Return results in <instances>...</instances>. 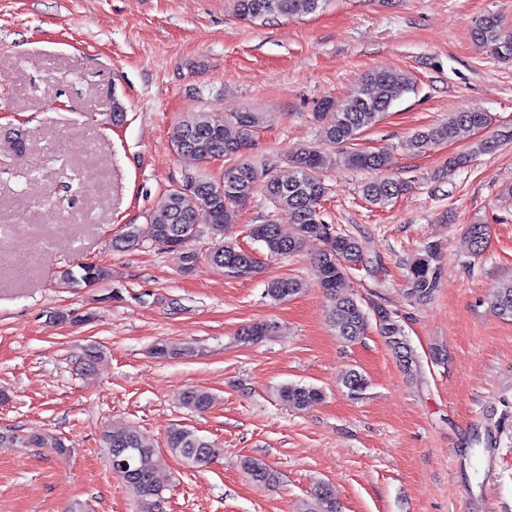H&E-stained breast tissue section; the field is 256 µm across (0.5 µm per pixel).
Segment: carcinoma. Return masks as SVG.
I'll use <instances>...</instances> for the list:
<instances>
[{
	"label": "carcinoma",
	"mask_w": 512,
	"mask_h": 512,
	"mask_svg": "<svg viewBox=\"0 0 512 512\" xmlns=\"http://www.w3.org/2000/svg\"><path fill=\"white\" fill-rule=\"evenodd\" d=\"M327 0H233L234 16L245 22L270 21L280 16H303L317 13ZM473 39L482 48L502 58H512V30L505 29L501 18L487 13L474 23ZM413 88L406 73L373 71L367 74L354 95L336 110L334 122L322 133L325 146L300 147L286 155L291 174L281 179L273 174L277 162L259 163L241 159L251 145L255 130L264 122L260 112H238L224 117L206 112L192 114L182 121L173 135L174 150L200 162L224 158V175L219 179L205 174L186 177L183 188H173L162 204L150 215L146 224H127L112 239V248L125 250L149 241L155 245L169 246L173 238L185 236L186 242L201 233L200 225L207 226L211 246L206 252L183 250V269L190 273L207 261L224 269L229 277L243 278L256 273L258 259L235 242L224 239V227L235 223L240 209L247 205L257 190H262L269 208L264 223L254 225L255 241L265 245L272 257H286L300 252L306 241L317 239L324 248L314 260V275L325 290L329 300L328 318L342 339L352 342L364 335L369 325V313L361 302L339 291L342 281L359 266L370 263L367 247L357 236L339 232L335 225L323 219L321 202L327 194L322 178L325 171L337 164L334 146H343L357 140L366 129L377 124L395 102ZM484 112L460 111L448 115L447 120L418 131L414 146L421 150L435 145L459 141L487 126ZM512 139V131L498 133L480 140L477 150L491 153L504 140ZM346 165L359 170L382 172L389 165L384 151H351L345 154ZM408 185L402 180L379 177L364 185L367 201L383 207L404 194ZM278 210H288L296 221L292 236L282 235L273 216ZM472 252L480 254L485 247L487 226L471 224L466 228ZM440 247L426 244L408 266L405 287L411 301L417 305L428 304L436 295L442 277ZM110 277V270L98 264L83 263L78 270L69 271L63 281L74 288L96 286ZM302 284L294 279H277L267 285L266 295L273 301L283 302L299 293ZM492 308L502 317L512 318V280L497 288L491 298ZM373 313L384 312L390 318L376 323L378 334L396 355L403 371L417 375L420 364L406 338L404 328L396 313L381 302H374ZM275 331V324L268 321L254 322L242 328L239 336L245 343L265 339ZM341 383L352 398L367 390L369 382L356 369L346 371ZM281 400L293 407H305L318 402L322 392L314 387L288 383L278 389ZM214 403L213 395L203 389H189L184 394V404L195 410L205 411ZM26 445L35 448L66 450L65 445L53 434L36 430L24 434L0 430V446ZM107 451L121 448L127 452L132 476L125 480L129 491L141 505V512H162L164 489L155 474L160 457L153 441L135 428L112 429L103 435ZM170 452L192 465H206L215 457V450L205 437L188 429H174L168 433ZM242 469L259 484L276 481L273 470L261 459L247 458ZM299 512H341L336 496L329 494L327 485L318 484L311 497L303 501Z\"/></svg>",
	"instance_id": "1"
}]
</instances>
